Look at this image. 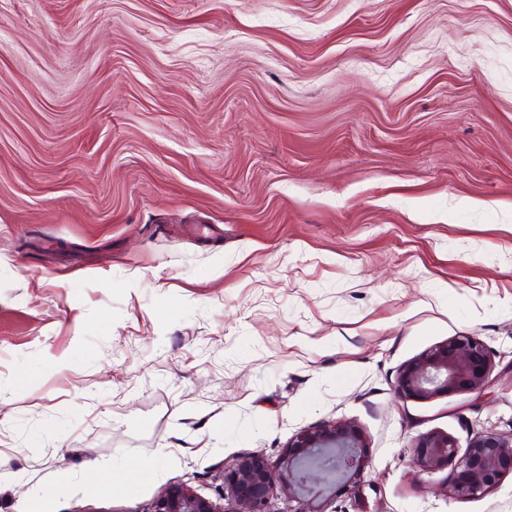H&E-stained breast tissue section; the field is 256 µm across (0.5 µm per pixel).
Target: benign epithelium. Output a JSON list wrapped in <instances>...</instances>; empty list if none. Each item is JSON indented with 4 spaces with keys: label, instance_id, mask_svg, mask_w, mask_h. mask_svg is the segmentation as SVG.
<instances>
[{
    "label": "benign epithelium",
    "instance_id": "1",
    "mask_svg": "<svg viewBox=\"0 0 512 512\" xmlns=\"http://www.w3.org/2000/svg\"><path fill=\"white\" fill-rule=\"evenodd\" d=\"M493 363L485 345L474 336H459L436 347L398 372L394 393L400 399H429L439 395L483 391L490 383ZM412 463L422 474L451 468L447 493L480 497L512 473V434L484 432L471 438L464 452L450 437L432 433L414 445ZM369 459L356 426L333 421L301 431L288 444L278 465L249 456L227 478L238 512H271L269 502L277 484L293 493L309 483L335 492L364 476ZM152 512H217L213 503L186 487L165 490Z\"/></svg>",
    "mask_w": 512,
    "mask_h": 512
}]
</instances>
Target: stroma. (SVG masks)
I'll list each match as a JSON object with an SVG mask.
<instances>
[{"mask_svg": "<svg viewBox=\"0 0 512 512\" xmlns=\"http://www.w3.org/2000/svg\"><path fill=\"white\" fill-rule=\"evenodd\" d=\"M460 335L484 394L395 397ZM337 420L326 512H512L412 463L512 432V0H0V512H238ZM365 448L354 424L333 421L297 434L277 466L262 457L249 456L226 481L238 503V512H273L269 502L279 483L288 482L290 493L308 483L323 484L336 493L359 482L369 466ZM325 454L332 462L321 464L320 457ZM151 512H219L213 503L193 494L186 487L165 490L154 502Z\"/></svg>", "mask_w": 512, "mask_h": 512, "instance_id": "35a3bbf8", "label": "stroma"}]
</instances>
